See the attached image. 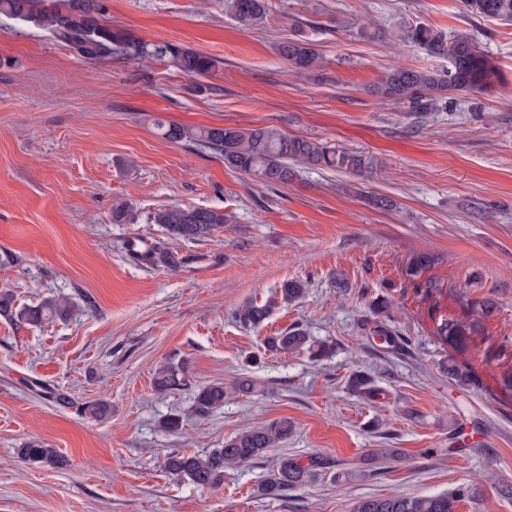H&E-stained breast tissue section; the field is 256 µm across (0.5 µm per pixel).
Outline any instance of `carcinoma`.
<instances>
[{
  "label": "carcinoma",
  "mask_w": 512,
  "mask_h": 512,
  "mask_svg": "<svg viewBox=\"0 0 512 512\" xmlns=\"http://www.w3.org/2000/svg\"><path fill=\"white\" fill-rule=\"evenodd\" d=\"M466 11L486 20L512 21V0H463ZM107 6L104 0H0V16L22 21L47 31L56 41L73 48L86 60L100 62L115 57L167 62L179 73L193 78H207L216 68L215 59L175 43L151 44L134 39L104 20ZM268 0H224V12L245 28L259 27L267 17ZM400 37L409 47L428 56L446 57L451 67L446 70L395 66L381 87L380 94L394 104H404L411 112H438L447 106L448 92L487 93L499 80L493 60L481 50L472 35L456 32L452 36L425 24L401 30ZM279 56L299 75L313 74L323 67L324 59L313 44L301 39L280 43ZM161 136L169 141L224 159V166L251 177L259 183L276 188L297 177V167L359 174L380 167L374 156L301 136H290L274 126L232 128L221 126H190L155 122ZM150 223L160 225L164 241L150 244L139 239L131 242L129 252L140 263L152 268L174 269L181 263L178 253L169 247L171 241H196L230 223L224 212L208 207H174L153 212ZM304 293L299 281H286L280 288L283 304L298 301ZM278 302L248 303L237 313L239 321L257 328L268 318ZM71 311L63 299H47L36 306H21L13 294L0 291V317L18 325H41L63 318ZM468 327L443 322L438 336L454 345H461ZM372 336L389 348L400 347L397 331L380 321L375 322ZM268 349L283 353L305 351L313 358L331 352L323 341L310 339L300 329L266 339ZM450 378L461 385L474 384L470 371L450 362L446 364ZM351 390L371 397L377 390L361 374L349 380ZM193 389L192 410L206 416L224 406V383L212 382L192 387L183 366L168 363L154 377L155 392L163 395L172 391ZM84 414L99 419L108 415L109 405L103 399L88 401ZM294 426L288 419L248 427L207 454H174L165 461L166 470L177 477L187 478L201 487L218 488L224 484V469L253 460L278 444L288 440ZM19 458L30 465L56 467L62 460L53 448L36 441L17 449ZM321 460H300L282 457L274 477L262 486V494L280 496L290 488H299L314 480ZM468 490L458 488L431 496L389 494L364 498L351 507V512H457L459 502Z\"/></svg>",
  "instance_id": "1"
}]
</instances>
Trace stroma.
Returning <instances> with one entry per match:
<instances>
[{"label": "stroma", "mask_w": 512, "mask_h": 512, "mask_svg": "<svg viewBox=\"0 0 512 512\" xmlns=\"http://www.w3.org/2000/svg\"><path fill=\"white\" fill-rule=\"evenodd\" d=\"M105 19L134 38L178 43L217 61L198 80L165 62L92 63L44 30L0 17V291L19 304L74 303L70 317L19 327L0 318V512H349L361 498L475 494L458 512H512V22L469 18L462 0H269L262 27H240L224 0H105ZM467 31L494 59L493 93L455 92L423 115L373 94L394 64L444 68L409 49L400 28ZM311 42L325 64L299 77L277 47ZM274 126L376 157L375 173L306 170L266 188L222 160L158 135L157 122ZM384 195L394 208L367 198ZM129 206L134 221L116 224ZM210 207L230 224L177 245L180 267L147 268L129 239L163 238L151 213ZM427 254L431 263L411 268ZM343 277L345 289L333 286ZM305 285L261 327L240 325L283 281ZM95 310H88L87 301ZM404 351L373 341L378 301ZM493 302L490 316L480 314ZM474 324L463 348L443 320ZM300 328L332 355L272 353L264 340ZM472 371L463 388L446 360ZM186 362L191 389L159 395L160 365ZM378 393L354 395L353 373ZM253 381L238 393L239 378ZM228 387L224 406L191 412L193 387ZM51 389L75 404L56 406ZM106 399L107 418L80 403ZM183 420L181 433L163 428ZM288 419L293 435L203 489L164 468L245 428ZM36 441L66 463L31 466ZM378 448L396 458L374 459ZM322 466L308 486L269 498L281 457Z\"/></svg>", "instance_id": "obj_1"}]
</instances>
